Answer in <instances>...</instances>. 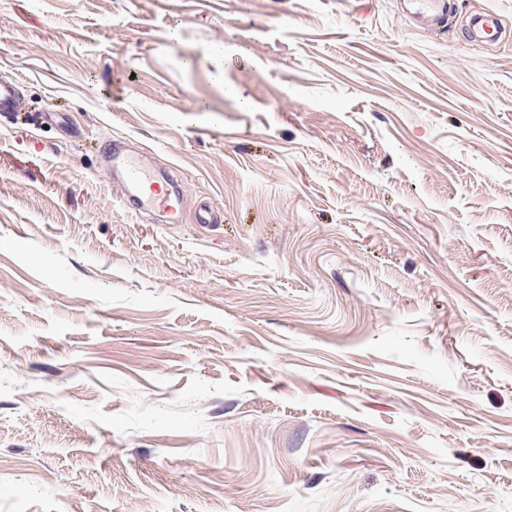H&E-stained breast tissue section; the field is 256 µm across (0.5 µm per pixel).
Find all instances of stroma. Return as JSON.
<instances>
[{
  "label": "stroma",
  "mask_w": 512,
  "mask_h": 512,
  "mask_svg": "<svg viewBox=\"0 0 512 512\" xmlns=\"http://www.w3.org/2000/svg\"><path fill=\"white\" fill-rule=\"evenodd\" d=\"M486 11L0 0V512H512ZM112 143L180 223L123 206ZM414 13L429 20V28L438 26L448 15L447 0H413Z\"/></svg>",
  "instance_id": "stroma-1"
}]
</instances>
